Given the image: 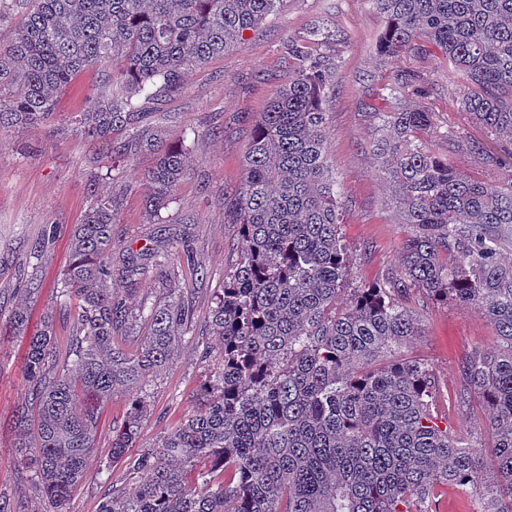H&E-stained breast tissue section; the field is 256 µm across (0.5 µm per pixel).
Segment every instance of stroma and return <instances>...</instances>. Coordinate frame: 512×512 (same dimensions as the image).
<instances>
[{
    "mask_svg": "<svg viewBox=\"0 0 512 512\" xmlns=\"http://www.w3.org/2000/svg\"><path fill=\"white\" fill-rule=\"evenodd\" d=\"M384 26L370 0H280L264 25L245 33L242 47L212 58L189 75L182 89L147 104L138 127L143 138L181 146L187 159V171L161 224L151 223L145 210L144 174L154 162L152 153L142 151L118 162L72 133L53 135L44 126L0 129V329L8 328L18 299L26 298L32 324H39L44 313L53 314L56 355L65 357L75 312L57 305L55 286L67 268L74 224L95 198L109 195L120 203L113 226L117 273L112 282L127 306L137 313L173 295L193 298V332L185 336L172 363L136 392L148 413L135 453L153 449L192 411L197 393L216 371L205 355L214 342L209 312L241 246L240 227L232 223L226 203L239 182L258 113L295 70L289 42L324 38L320 51L329 60L330 73L326 154L354 283L379 281L400 267L406 227L399 222L400 203L381 173L387 157L380 145L391 133L365 107L390 83L394 71L415 69L435 85L430 96L402 97V105L432 113L435 124L434 132L407 134L403 146L449 156L465 177L507 182L505 171L483 168L473 157L472 141H486L490 135L449 100L447 63L425 53L404 52L392 59L379 55L375 42ZM97 81V70L90 69L63 92L56 126L69 127L77 113L91 106ZM52 225L57 234L49 239L45 230ZM161 246L172 253L163 279L149 271L146 254ZM130 257L146 268L134 284L118 273ZM201 269L207 275L202 282L197 279ZM33 277L41 288L25 295L23 288ZM406 303L423 322L420 335L401 352L432 368L440 385L438 416L463 442L491 447L489 409L480 396L464 391L460 367L474 351H497L494 327L477 309L454 301L413 294ZM24 346L23 335L0 336V496L19 502L25 512H51L15 453L20 438L15 420L29 390L22 372ZM128 400V395L117 394L103 403L88 476L73 488L68 512H98L104 497L135 483V476L111 459L112 427L125 418Z\"/></svg>",
    "mask_w": 512,
    "mask_h": 512,
    "instance_id": "obj_1",
    "label": "stroma"
}]
</instances>
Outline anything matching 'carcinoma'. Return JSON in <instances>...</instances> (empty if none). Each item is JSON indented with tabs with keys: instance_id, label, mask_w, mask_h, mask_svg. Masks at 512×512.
Returning <instances> with one entry per match:
<instances>
[{
	"instance_id": "carcinoma-1",
	"label": "carcinoma",
	"mask_w": 512,
	"mask_h": 512,
	"mask_svg": "<svg viewBox=\"0 0 512 512\" xmlns=\"http://www.w3.org/2000/svg\"><path fill=\"white\" fill-rule=\"evenodd\" d=\"M279 0H28L0 42V127L48 126L60 92L99 68L76 132L125 158L155 154L145 175L153 218L172 203L186 173L184 150L143 141L142 100L180 89L189 73L238 48L244 32L273 15ZM385 27L377 52L424 51L448 62L464 88L460 107L498 142L471 152L485 167L512 157V0H371ZM294 77L259 113L231 214L242 246L211 309L219 368L198 405L160 444L130 455L146 412L130 402L112 428V461L145 478L114 491L99 512H432L441 486L478 493L482 512H512V267L499 263L492 233L512 235V183L466 179L446 157L413 150L385 166L407 236L398 272L352 280L327 165L328 62L293 42ZM376 119L399 134L435 129L433 113L402 107L408 90L433 86L396 71ZM129 131L122 141L116 130ZM117 203L100 198L73 227L59 304H77L69 353L57 361L53 317L29 337L30 403L17 415L20 461L53 512H67L97 444L98 404L130 391L168 365L191 331L184 296L134 315L112 289ZM411 293L473 305L494 326L500 349L476 352L463 380L487 403L494 445L465 444L432 410L438 381L400 348L419 330ZM30 309L19 302L11 327ZM143 325L139 347L117 334ZM491 468L496 481L482 485Z\"/></svg>"
}]
</instances>
